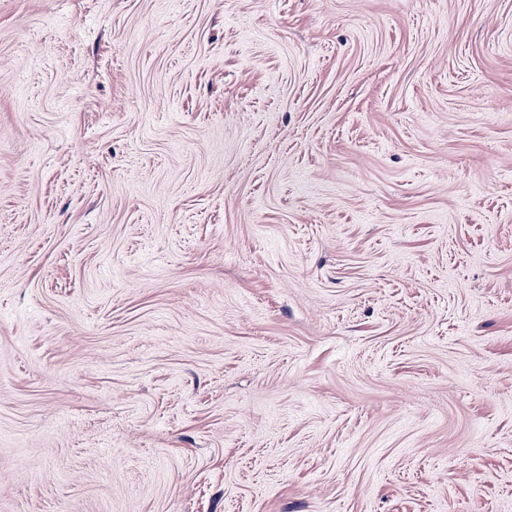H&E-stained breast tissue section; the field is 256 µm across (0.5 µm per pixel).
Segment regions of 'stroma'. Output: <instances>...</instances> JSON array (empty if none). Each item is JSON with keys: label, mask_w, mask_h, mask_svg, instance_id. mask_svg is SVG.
I'll return each mask as SVG.
<instances>
[{"label": "stroma", "mask_w": 512, "mask_h": 512, "mask_svg": "<svg viewBox=\"0 0 512 512\" xmlns=\"http://www.w3.org/2000/svg\"><path fill=\"white\" fill-rule=\"evenodd\" d=\"M0 512H512V0H0Z\"/></svg>", "instance_id": "obj_1"}]
</instances>
